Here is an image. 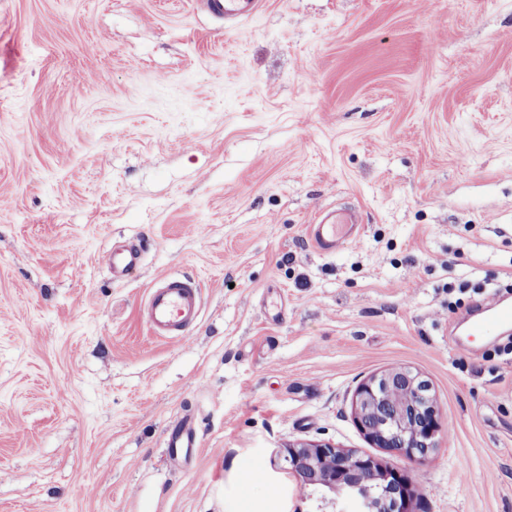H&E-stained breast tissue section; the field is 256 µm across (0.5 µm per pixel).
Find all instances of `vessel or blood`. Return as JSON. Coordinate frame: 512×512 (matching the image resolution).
Listing matches in <instances>:
<instances>
[{"label": "vessel or blood", "instance_id": "b4317fda", "mask_svg": "<svg viewBox=\"0 0 512 512\" xmlns=\"http://www.w3.org/2000/svg\"><path fill=\"white\" fill-rule=\"evenodd\" d=\"M210 12L234 26L255 17L263 0H206ZM360 214L355 210H322L306 227V236L322 253H336L360 231ZM142 261L139 247L116 246L106 256V264L114 277L125 278ZM202 294L190 279L167 277L150 288L141 306L142 319L151 335L176 338L186 335L197 325L202 310ZM512 324V306L500 301L489 303L487 313L474 314L470 322L473 338L484 339ZM197 436L190 422L176 424L168 440L170 450L193 448Z\"/></svg>", "mask_w": 512, "mask_h": 512}]
</instances>
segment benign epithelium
<instances>
[{
    "mask_svg": "<svg viewBox=\"0 0 512 512\" xmlns=\"http://www.w3.org/2000/svg\"><path fill=\"white\" fill-rule=\"evenodd\" d=\"M408 381L409 404L396 410L393 419L402 420L411 414L416 427L410 433L392 437L372 428L368 423L371 413L386 408L387 388L396 378ZM418 375L408 369L395 370L374 376L361 383L354 396L356 423L366 439L377 448H385L397 457L417 459L419 449L437 447L441 430L440 418L433 401L422 399L417 383ZM283 460L306 487L318 489L322 494H336L342 490L353 495L357 489L378 476L384 481H396L403 490V503H395L400 512H409L414 497L413 487L401 473L385 466L378 458L335 447L327 441H312L284 450Z\"/></svg>",
    "mask_w": 512,
    "mask_h": 512,
    "instance_id": "benign-epithelium-1",
    "label": "benign epithelium"
}]
</instances>
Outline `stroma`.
<instances>
[{
    "instance_id": "1",
    "label": "stroma",
    "mask_w": 512,
    "mask_h": 512,
    "mask_svg": "<svg viewBox=\"0 0 512 512\" xmlns=\"http://www.w3.org/2000/svg\"><path fill=\"white\" fill-rule=\"evenodd\" d=\"M203 2L0 0V512H322L280 459L307 440L396 466L412 512H512V358L448 309L512 281V0ZM337 204L365 224L325 255ZM170 275L203 310L159 339ZM400 368L440 413L420 462L353 421ZM214 15L224 18L228 26L240 25L255 17L262 9V0H206ZM360 227L358 211L327 209L306 225V236L322 253L334 254L358 235ZM142 261V250L135 244L128 247L114 246L106 256V265L112 270V276L125 278L136 270ZM202 294L190 279L166 277L150 288L141 306L142 319L152 336H185L200 319ZM197 436L190 421L176 424L168 440V450L177 451V448H194L197 445Z\"/></svg>"
}]
</instances>
